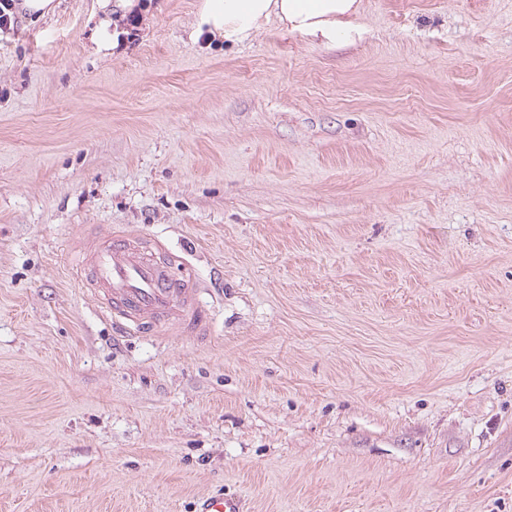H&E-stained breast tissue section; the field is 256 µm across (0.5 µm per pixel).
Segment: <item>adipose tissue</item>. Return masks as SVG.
Wrapping results in <instances>:
<instances>
[{"instance_id":"adipose-tissue-1","label":"adipose tissue","mask_w":512,"mask_h":512,"mask_svg":"<svg viewBox=\"0 0 512 512\" xmlns=\"http://www.w3.org/2000/svg\"><path fill=\"white\" fill-rule=\"evenodd\" d=\"M102 18L90 30L95 52L122 47L127 18L147 13L146 0H101ZM359 0H200L196 31L233 45L274 23L288 34L331 45L361 35Z\"/></svg>"}]
</instances>
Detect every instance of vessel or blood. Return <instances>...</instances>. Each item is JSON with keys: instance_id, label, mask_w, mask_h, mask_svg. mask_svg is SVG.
Masks as SVG:
<instances>
[{"instance_id": "1", "label": "vessel or blood", "mask_w": 512, "mask_h": 512, "mask_svg": "<svg viewBox=\"0 0 512 512\" xmlns=\"http://www.w3.org/2000/svg\"><path fill=\"white\" fill-rule=\"evenodd\" d=\"M83 284L113 321L147 336L176 329L210 334L200 301L202 285L175 274L146 241L127 233L99 238L81 261ZM201 512H246L244 501L224 493L206 497Z\"/></svg>"}]
</instances>
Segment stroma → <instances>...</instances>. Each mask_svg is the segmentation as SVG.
<instances>
[{
  "instance_id": "obj_1",
  "label": "stroma",
  "mask_w": 512,
  "mask_h": 512,
  "mask_svg": "<svg viewBox=\"0 0 512 512\" xmlns=\"http://www.w3.org/2000/svg\"><path fill=\"white\" fill-rule=\"evenodd\" d=\"M152 0L0 27V512H512V0H362L325 48ZM160 241L206 342L79 263ZM104 16L94 23L90 30V43L95 52L122 47L130 30L123 25L127 18L146 14L150 3L146 0H99ZM125 21V22H124ZM199 512H246L245 503L239 496L224 493L206 497Z\"/></svg>"
}]
</instances>
